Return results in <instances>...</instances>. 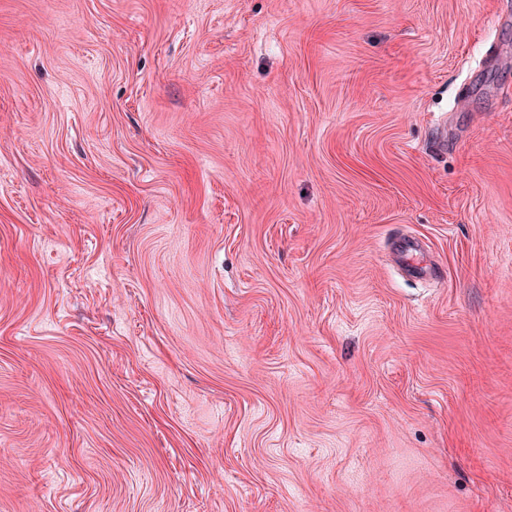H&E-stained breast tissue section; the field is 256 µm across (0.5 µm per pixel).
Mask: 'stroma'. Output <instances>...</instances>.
<instances>
[{
  "mask_svg": "<svg viewBox=\"0 0 512 512\" xmlns=\"http://www.w3.org/2000/svg\"><path fill=\"white\" fill-rule=\"evenodd\" d=\"M0 512H512V0H0Z\"/></svg>",
  "mask_w": 512,
  "mask_h": 512,
  "instance_id": "obj_1",
  "label": "stroma"
}]
</instances>
